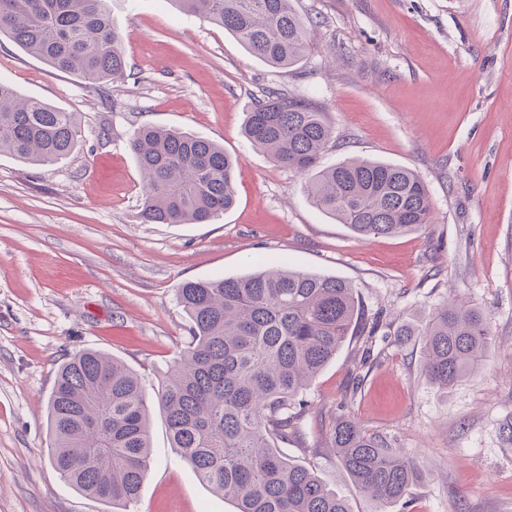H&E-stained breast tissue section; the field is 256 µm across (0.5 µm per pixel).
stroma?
<instances>
[{"label": "stroma", "instance_id": "1", "mask_svg": "<svg viewBox=\"0 0 512 512\" xmlns=\"http://www.w3.org/2000/svg\"><path fill=\"white\" fill-rule=\"evenodd\" d=\"M313 47L274 69L223 28L168 0H112L125 80L91 86L0 40V80L77 113L67 157L0 155V512H108L48 460L47 401L59 367L107 352L142 379L152 456L130 512H235L172 448L158 405L189 341L180 284L252 271L256 260L355 285L368 319L411 317L450 295L473 301L496 346L442 390L421 342L348 337L303 392L299 438L281 444L343 497L375 512L331 446L337 419L402 449L422 478L391 512H512V0H293ZM318 101L335 144L414 170L432 224L361 239L314 208L302 176L243 133L269 91ZM190 131L236 157L237 203L209 224H143L128 143L143 124Z\"/></svg>", "mask_w": 512, "mask_h": 512}]
</instances>
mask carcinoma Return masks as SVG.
Wrapping results in <instances>:
<instances>
[{
  "label": "carcinoma",
  "instance_id": "carcinoma-1",
  "mask_svg": "<svg viewBox=\"0 0 512 512\" xmlns=\"http://www.w3.org/2000/svg\"><path fill=\"white\" fill-rule=\"evenodd\" d=\"M183 13L221 26L273 68L298 65L311 49L292 0H171ZM51 68L90 85L127 76L110 0H0V37ZM247 139L277 164L308 177L320 211L362 238L432 223L428 190L413 170L352 156L319 160L333 139L323 106L270 92L247 113ZM81 138L75 112L24 98L0 82V154L41 164L68 156ZM144 182V224H203L235 203L234 160L193 133L145 124L130 141ZM190 331L159 405L172 448L199 480L237 512H349L313 471L277 442L300 416L299 396L357 334L363 312L341 278L269 265L239 277L187 281L177 288ZM397 340L418 336L421 373L447 390L477 371L494 346L472 301L452 296L419 318L380 323ZM150 405L139 375L112 355L87 350L58 371L48 401V456L61 478L114 507L137 498L150 463ZM332 447L377 512L402 500L420 471L407 456L350 418L336 422Z\"/></svg>",
  "mask_w": 512,
  "mask_h": 512
}]
</instances>
